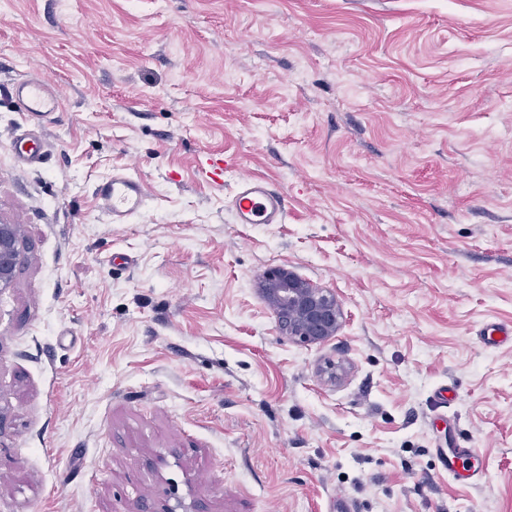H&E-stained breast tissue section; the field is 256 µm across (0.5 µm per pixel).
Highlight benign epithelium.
Segmentation results:
<instances>
[{
	"mask_svg": "<svg viewBox=\"0 0 512 512\" xmlns=\"http://www.w3.org/2000/svg\"><path fill=\"white\" fill-rule=\"evenodd\" d=\"M22 243L21 225L0 222L1 289L13 282ZM259 293L280 331L298 343H324L340 329L343 313L336 292L285 266L271 267L260 275Z\"/></svg>",
	"mask_w": 512,
	"mask_h": 512,
	"instance_id": "benign-epithelium-1",
	"label": "benign epithelium"
}]
</instances>
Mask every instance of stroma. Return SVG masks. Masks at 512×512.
Returning a JSON list of instances; mask_svg holds the SVG:
<instances>
[{
  "mask_svg": "<svg viewBox=\"0 0 512 512\" xmlns=\"http://www.w3.org/2000/svg\"><path fill=\"white\" fill-rule=\"evenodd\" d=\"M0 221V512H512V0H0ZM274 266L336 337L282 335ZM12 97L20 112L26 116H43L59 109L58 92L43 77L27 78L13 86ZM16 158L27 165L41 163L46 151V143L41 135L25 134L13 140ZM95 193L101 210L113 224H125L129 217L138 213L146 196L143 181L124 170L113 172ZM236 223L280 224L284 217V199L265 181L245 178L233 200ZM23 243L21 225L0 222V288L13 282ZM259 293L280 331L298 343H324L341 326L342 307L336 292L303 279L285 266L266 269Z\"/></svg>",
  "mask_w": 512,
  "mask_h": 512,
  "instance_id": "35a3bbf8",
  "label": "stroma"
}]
</instances>
